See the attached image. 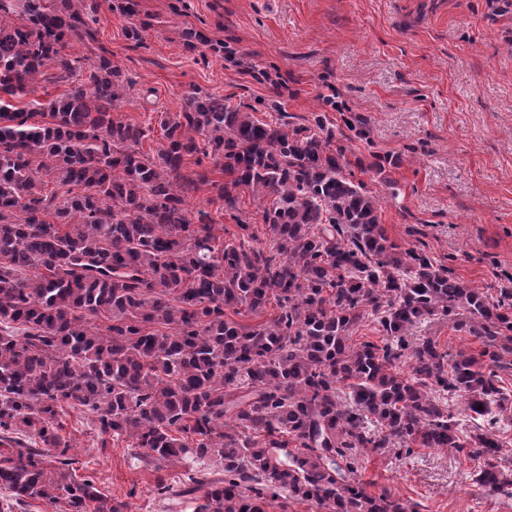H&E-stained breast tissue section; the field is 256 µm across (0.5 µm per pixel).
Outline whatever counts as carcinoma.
Wrapping results in <instances>:
<instances>
[{
	"label": "carcinoma",
	"instance_id": "obj_1",
	"mask_svg": "<svg viewBox=\"0 0 512 512\" xmlns=\"http://www.w3.org/2000/svg\"><path fill=\"white\" fill-rule=\"evenodd\" d=\"M82 2L0 0V512L28 499L124 512L68 469L67 406L97 414L101 446L128 437L159 469L212 460L214 478L157 485L163 499L201 493L195 512H265L283 493L325 512H417L354 479L362 452L415 445L466 453L477 485L512 498V448L497 435L512 421V289L492 302L386 236L377 198L346 172L364 118L338 128L318 112L291 128L194 93L149 155L146 131L112 113L125 84L110 52H64L71 37L96 40ZM50 69L81 83L14 104ZM204 157L231 180L184 166ZM206 182L229 213L240 188L271 199L268 247L240 219L228 242L208 212L192 220L185 197ZM272 301L266 323L226 318ZM366 316L381 341L354 345ZM440 317L483 349L451 355L413 335Z\"/></svg>",
	"mask_w": 512,
	"mask_h": 512
}]
</instances>
